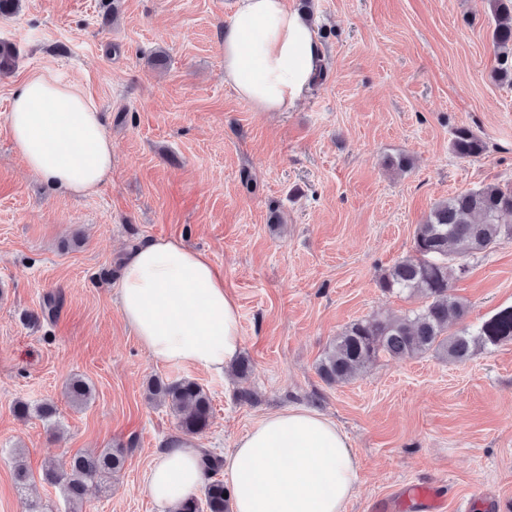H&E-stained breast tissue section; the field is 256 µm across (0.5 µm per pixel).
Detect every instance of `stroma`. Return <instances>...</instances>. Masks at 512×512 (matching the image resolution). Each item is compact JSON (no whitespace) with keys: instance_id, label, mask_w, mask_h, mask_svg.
<instances>
[{"instance_id":"1","label":"stroma","mask_w":512,"mask_h":512,"mask_svg":"<svg viewBox=\"0 0 512 512\" xmlns=\"http://www.w3.org/2000/svg\"><path fill=\"white\" fill-rule=\"evenodd\" d=\"M235 4L20 0L0 16V42L17 54L0 79V512H67L44 465L65 471L73 455L107 448L126 449V463L89 483L81 512H156L143 476L179 429L146 398L154 377L207 390L213 414L197 442L218 455L290 406L334 419L362 463L347 512L435 479L466 512H512V341L463 363L383 358L342 384L317 372L352 322L420 306L377 281L411 254L435 202L512 186V86L493 73L486 0H314L324 77L283 112L255 110L224 82ZM34 73L82 89L106 120L112 179L92 195L58 192L13 150L11 98ZM462 125L487 142L484 156L453 154ZM401 157L408 166L394 167ZM159 237L223 271L246 383L160 363L125 323L122 261ZM467 264L450 286L476 327L512 306V242ZM75 376L94 389L80 407L64 394ZM19 400L54 403L55 423L19 418ZM18 460L31 471L23 489Z\"/></svg>"}]
</instances>
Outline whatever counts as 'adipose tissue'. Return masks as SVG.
<instances>
[{"label":"adipose tissue","mask_w":512,"mask_h":512,"mask_svg":"<svg viewBox=\"0 0 512 512\" xmlns=\"http://www.w3.org/2000/svg\"><path fill=\"white\" fill-rule=\"evenodd\" d=\"M323 47L286 0H238L224 29V82L256 110L295 105L317 79ZM13 148L55 189L81 196L112 176V139L90 99L45 74L13 94ZM117 303L139 343L166 364L223 373L241 345L239 308L201 251L153 239L124 261ZM195 440L171 437L145 475L158 512H178L202 479ZM233 512H346L361 465L331 418L289 407L266 415L225 457Z\"/></svg>","instance_id":"ef3b65f1"}]
</instances>
